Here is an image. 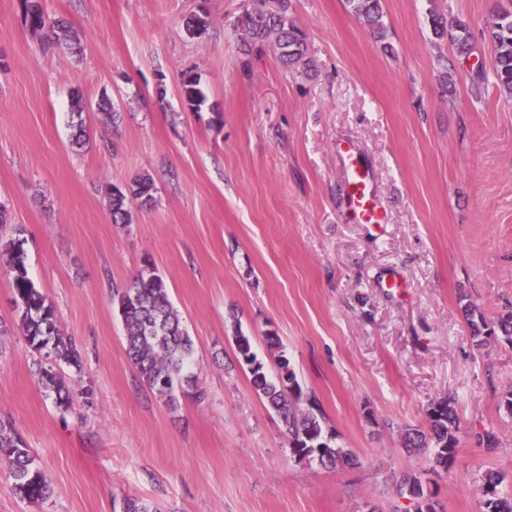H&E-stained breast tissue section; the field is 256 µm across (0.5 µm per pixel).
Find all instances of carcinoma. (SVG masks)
<instances>
[{
    "instance_id": "carcinoma-1",
    "label": "carcinoma",
    "mask_w": 512,
    "mask_h": 512,
    "mask_svg": "<svg viewBox=\"0 0 512 512\" xmlns=\"http://www.w3.org/2000/svg\"><path fill=\"white\" fill-rule=\"evenodd\" d=\"M347 3L371 31H381V0H347ZM288 9V0H257L252 9L245 10L237 20V26L245 33V37L241 38V53L249 55L271 42L284 64L303 62L306 35L289 18ZM27 20L32 30H45L47 36L58 43L78 41L74 31L51 21L37 5L28 7ZM431 23L437 37L450 36L459 54L471 53V33L465 21L455 20L452 33L448 32L444 18L439 15L432 16ZM489 39L494 50V76L499 86L511 94V10L502 9L494 15ZM182 96L196 111L204 102L198 80L192 73L184 75ZM153 191L154 183L146 175L132 179L123 189L113 188L110 199L112 220L117 224L129 223L131 204L136 202L142 207L151 205ZM24 245L25 239L14 238L3 253L13 272L12 289L18 324L25 342L33 351L40 352V346L45 343L54 346L53 365L39 361L37 374L44 392L53 397L57 407L66 410L71 402L72 387L69 379L57 372L56 367L64 364L80 369L79 354L72 342L60 335L53 306L29 277ZM116 295L126 354L136 366L144 384L173 409L178 405L180 393L192 392L197 399H204L205 392L199 388L196 376L186 371L193 357V339L183 327L162 277L150 271L142 273L127 288L116 291ZM466 312L473 337L488 340L500 336L512 342L511 312L490 322L482 312L470 305L466 306ZM233 340L239 362L248 368L255 392L264 397L268 406L279 414L286 437L296 440L297 446L291 448L292 455L300 461L315 462L325 468L339 469L354 464L353 455L336 446L333 437L324 433L322 420L314 413L313 405L304 395L290 360L281 350L279 339L267 338L269 348L278 350V371L274 379L267 376L264 364L257 359L251 337L237 328ZM427 418L428 431L405 433V446L432 449V470L446 472L455 459L461 432L453 399L448 397L431 404ZM0 460L8 466L14 495L28 503H37L44 498L48 490L45 473L35 463L24 439L10 424L2 421ZM480 481L483 512H512V497H504L499 492L503 481L499 471L484 470ZM398 491H405L412 497L413 512H438V502L424 490L416 475H403L398 481Z\"/></svg>"
}]
</instances>
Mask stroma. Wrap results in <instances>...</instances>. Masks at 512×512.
<instances>
[{"mask_svg": "<svg viewBox=\"0 0 512 512\" xmlns=\"http://www.w3.org/2000/svg\"><path fill=\"white\" fill-rule=\"evenodd\" d=\"M77 49L32 31L24 0H0V245L26 240L82 368L69 409L35 374L0 260V420L46 474L30 504L0 464V512H409L396 490L420 475L439 512H483L479 477L512 495V343L471 335L465 305L512 311V95L493 75L486 29L498 0H381L374 36L346 0H290L306 62L273 46L239 54L253 0H37ZM205 11V34L185 20ZM464 20L473 50L438 38L432 15ZM194 73L204 102L188 110ZM83 110H75L74 95ZM108 97L121 119L98 109ZM84 122L90 141L72 144ZM349 143L373 176L384 222L343 206ZM150 208L112 221L108 197L140 175ZM154 269L194 341L204 400L170 409L125 352L115 289ZM276 373L282 349L337 446L329 470L292 457L284 425L237 359L235 330ZM454 396L462 432L449 472L404 448L430 405ZM495 433L487 450L479 436Z\"/></svg>", "mask_w": 512, "mask_h": 512, "instance_id": "1", "label": "stroma"}]
</instances>
